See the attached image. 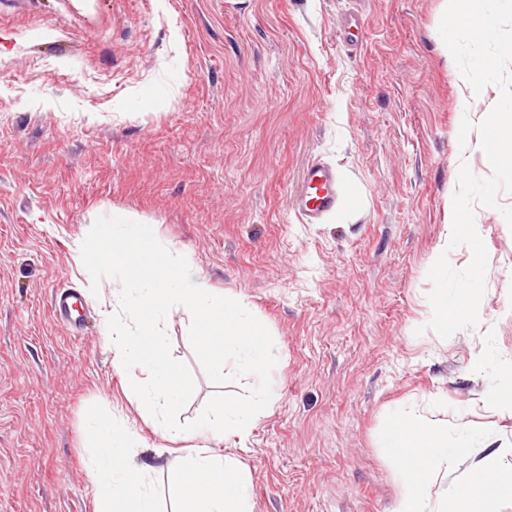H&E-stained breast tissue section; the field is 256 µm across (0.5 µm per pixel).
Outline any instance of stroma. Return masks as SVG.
Here are the masks:
<instances>
[{
  "label": "stroma",
  "instance_id": "35a3bbf8",
  "mask_svg": "<svg viewBox=\"0 0 512 512\" xmlns=\"http://www.w3.org/2000/svg\"><path fill=\"white\" fill-rule=\"evenodd\" d=\"M444 0H0V512H94L84 419L105 411L144 438L161 512L166 442L146 422L85 298L78 337L55 291L91 280L71 251L115 212L157 225L216 293L270 331L277 400L246 442L252 512H391L382 448L405 409L466 443L449 480L476 478L485 437L512 448V415L483 393L512 368V227L475 206L488 255L483 319L449 338L430 320L428 271L453 222L462 106L438 28ZM345 197L322 223L292 209L308 163ZM195 393L217 395L186 321H166ZM485 369L470 370L473 357Z\"/></svg>",
  "mask_w": 512,
  "mask_h": 512
}]
</instances>
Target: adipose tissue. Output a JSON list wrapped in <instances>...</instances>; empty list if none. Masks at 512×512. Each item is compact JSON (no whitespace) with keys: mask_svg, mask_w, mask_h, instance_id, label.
<instances>
[{"mask_svg":"<svg viewBox=\"0 0 512 512\" xmlns=\"http://www.w3.org/2000/svg\"><path fill=\"white\" fill-rule=\"evenodd\" d=\"M90 458L86 475L96 490L94 512H160L149 475L151 466L137 463L139 434L109 414L94 412L84 422ZM384 446L410 479L399 493L394 512H495L496 502L512 492V482L486 476L494 467L512 475V449L495 448L479 459L481 478L441 483L456 453L448 445V426L398 414L388 423Z\"/></svg>","mask_w":512,"mask_h":512,"instance_id":"ef3b65f1","label":"adipose tissue"}]
</instances>
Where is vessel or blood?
<instances>
[{"label": "vessel or blood", "mask_w": 512, "mask_h": 512, "mask_svg": "<svg viewBox=\"0 0 512 512\" xmlns=\"http://www.w3.org/2000/svg\"><path fill=\"white\" fill-rule=\"evenodd\" d=\"M340 180L341 175L335 167L319 159L312 161L304 180V192L295 205L302 223H321L335 209L339 200ZM78 301V295L70 289L57 294L52 302L56 319L74 334L80 329L72 318V311Z\"/></svg>", "instance_id": "1"}]
</instances>
